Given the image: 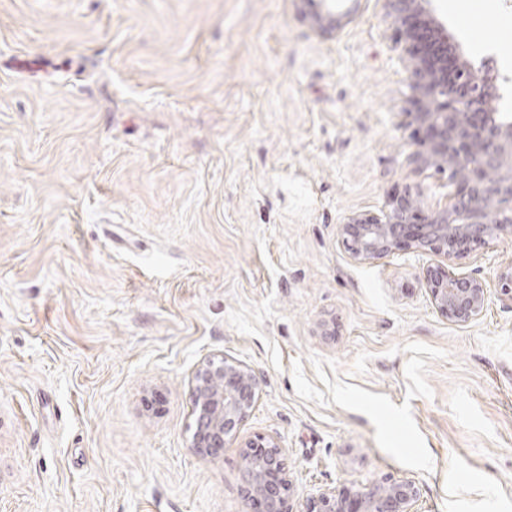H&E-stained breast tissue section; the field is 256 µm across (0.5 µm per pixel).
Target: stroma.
I'll list each match as a JSON object with an SVG mask.
<instances>
[{
    "label": "stroma",
    "instance_id": "35a3bbf8",
    "mask_svg": "<svg viewBox=\"0 0 512 512\" xmlns=\"http://www.w3.org/2000/svg\"><path fill=\"white\" fill-rule=\"evenodd\" d=\"M512 114V0H433ZM398 30L298 0H0V512H245L240 445L278 441L296 512L412 480L416 512H512V238L453 258L468 323L406 250L342 217L442 204L415 160ZM253 369L236 441L197 454L190 380ZM300 2L317 5L310 16L313 25L321 33L333 36L349 22L351 13L360 1H348L352 2L353 6L341 13H336V1L334 0H300ZM423 275L431 302L448 319L468 323L484 311L488 290L482 280L455 275L448 266H427Z\"/></svg>",
    "mask_w": 512,
    "mask_h": 512
}]
</instances>
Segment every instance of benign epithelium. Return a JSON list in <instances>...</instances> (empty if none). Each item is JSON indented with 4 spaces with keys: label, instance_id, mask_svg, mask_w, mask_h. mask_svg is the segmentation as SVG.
I'll use <instances>...</instances> for the list:
<instances>
[{
    "label": "benign epithelium",
    "instance_id": "7a95c632",
    "mask_svg": "<svg viewBox=\"0 0 512 512\" xmlns=\"http://www.w3.org/2000/svg\"><path fill=\"white\" fill-rule=\"evenodd\" d=\"M315 4L310 19L333 36L358 5L336 12L335 0ZM430 0H384L385 15L401 30L398 60L407 73L414 121L425 130L420 163L448 174L447 202L428 206L422 195L387 199L379 212H351L339 234L356 262L385 257L407 245L418 255L449 260L512 236V116L497 111L499 73L486 62L476 68L459 56L445 27L425 17ZM431 302L448 319L468 323L487 302V286L442 266L424 269ZM196 417L191 448L213 455L236 438L261 392V381L247 365L224 355L202 361L191 380ZM242 481L247 502L258 512H294L293 485L282 448L273 437L242 445ZM420 490L412 480L372 481L354 490H322L308 499L305 512H415Z\"/></svg>",
    "mask_w": 512,
    "mask_h": 512
}]
</instances>
